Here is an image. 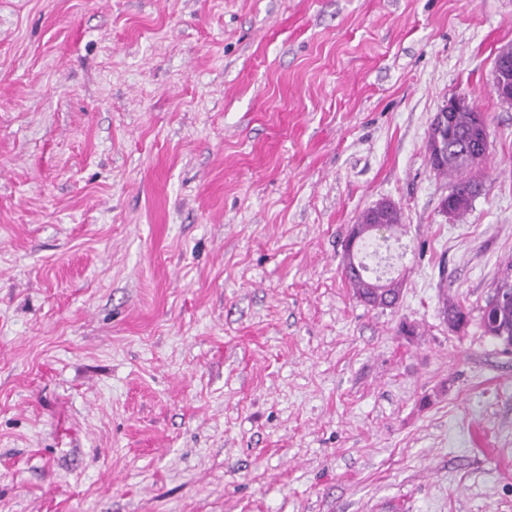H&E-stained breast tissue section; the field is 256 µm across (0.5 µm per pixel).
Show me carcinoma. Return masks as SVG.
<instances>
[{"label":"carcinoma","instance_id":"obj_1","mask_svg":"<svg viewBox=\"0 0 512 512\" xmlns=\"http://www.w3.org/2000/svg\"><path fill=\"white\" fill-rule=\"evenodd\" d=\"M448 155L441 161L430 164L438 176L449 177L454 185L448 194V214L464 216L473 200L484 190V176L481 165L485 155L481 154L480 144L484 140V128L477 124L473 112L448 113ZM357 298L373 306L389 307L400 296L402 282L390 279L379 289H369L366 283L350 280ZM448 324L461 328L468 322V312L454 302L445 307ZM484 332L499 342L512 340V280L501 278L494 292L488 297L481 315Z\"/></svg>","mask_w":512,"mask_h":512}]
</instances>
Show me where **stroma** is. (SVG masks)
I'll use <instances>...</instances> for the list:
<instances>
[{"label": "stroma", "mask_w": 512, "mask_h": 512, "mask_svg": "<svg viewBox=\"0 0 512 512\" xmlns=\"http://www.w3.org/2000/svg\"><path fill=\"white\" fill-rule=\"evenodd\" d=\"M510 44L512 0H0V512H512ZM383 200L390 307L343 275ZM512 63V57L510 58H497L494 70L492 74L491 90L498 97V99L507 104H512V89H506L504 87V73L507 70L509 63ZM474 103L466 95H454L443 104L433 119L444 121L448 114V155L441 161V152H434L437 129L430 125L427 151H431V169L438 176L455 181L448 194V214L463 217L471 208L473 200L484 190V176L481 165L485 154H481L480 144L484 140V128L477 124L475 112L460 111L472 109ZM449 112V113H447ZM484 332L498 342L512 340V279L498 281L481 315ZM350 280V285L354 288L355 295L363 302L373 306L389 307L393 306L399 299L402 282L397 279L386 280L379 289H369L367 283H361L358 280Z\"/></svg>", "instance_id": "1"}]
</instances>
